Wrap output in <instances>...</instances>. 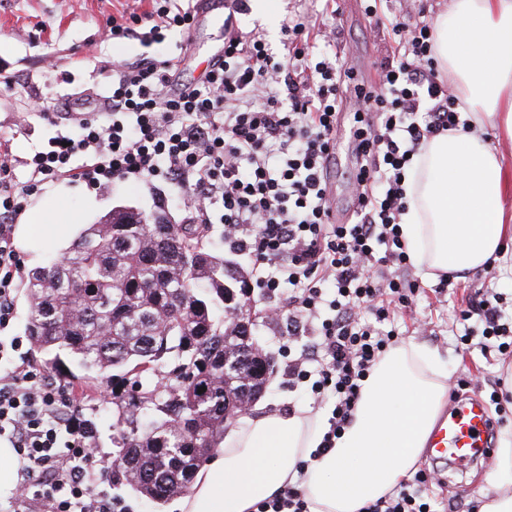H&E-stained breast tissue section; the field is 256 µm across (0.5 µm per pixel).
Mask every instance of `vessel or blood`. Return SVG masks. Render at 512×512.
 Segmentation results:
<instances>
[{"instance_id":"vessel-or-blood-1","label":"vessel or blood","mask_w":512,"mask_h":512,"mask_svg":"<svg viewBox=\"0 0 512 512\" xmlns=\"http://www.w3.org/2000/svg\"><path fill=\"white\" fill-rule=\"evenodd\" d=\"M497 424L480 398L450 401L427 442V452L439 459L465 465L475 456L492 459V436Z\"/></svg>"}]
</instances>
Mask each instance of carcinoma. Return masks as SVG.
I'll return each instance as SVG.
<instances>
[{
	"instance_id": "1",
	"label": "carcinoma",
	"mask_w": 512,
	"mask_h": 512,
	"mask_svg": "<svg viewBox=\"0 0 512 512\" xmlns=\"http://www.w3.org/2000/svg\"><path fill=\"white\" fill-rule=\"evenodd\" d=\"M211 232L115 208L25 282L41 368L110 385L112 481L157 504L190 490L272 371L246 329L228 328L249 273L207 246ZM226 359L240 367L224 371Z\"/></svg>"
}]
</instances>
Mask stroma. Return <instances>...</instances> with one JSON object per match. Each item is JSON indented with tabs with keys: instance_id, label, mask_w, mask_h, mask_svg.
Masks as SVG:
<instances>
[{
	"instance_id": "stroma-1",
	"label": "stroma",
	"mask_w": 512,
	"mask_h": 512,
	"mask_svg": "<svg viewBox=\"0 0 512 512\" xmlns=\"http://www.w3.org/2000/svg\"><path fill=\"white\" fill-rule=\"evenodd\" d=\"M266 16L254 11V0H244L242 9L226 4L235 33L257 34L273 54L283 52L281 27L289 20L307 17L316 23H336L343 36L337 51L345 62L366 79H380L379 64L391 57L393 45L387 34H373L360 0H267ZM149 0H0V82L15 87L0 93V152L12 157L14 180L28 178L27 159L45 150L56 128L41 114L30 111L32 98L46 108H60L75 93L102 94L112 80L107 61L113 59L162 57L175 53L181 37L171 34L161 44L143 46L135 39L113 42L105 36L111 18L150 9ZM224 34L223 27L199 23L191 35L190 58L182 66L186 79L199 78L202 63ZM51 214L81 213L84 223L96 222L112 208L133 206L144 212L153 209L148 189L139 183L120 182L98 190L81 183L58 180L45 184L32 199ZM482 272L454 280L448 290L438 281H423L410 313L398 316L395 326L404 339L435 350L442 359L447 385L461 380L480 381L484 393L499 392L503 402L490 405L499 435H512V359L494 348H483L481 323L471 319L461 325L456 314L462 298L483 292ZM470 332V350L456 351L458 336ZM255 334L274 358V372L263 396L252 406L254 416L285 414L289 408L325 415V406L311 395L290 387L283 374L286 360L273 327L257 321ZM490 464H475L457 471L445 487L430 485L428 495L440 502L443 512H482L491 489L484 481Z\"/></svg>"
}]
</instances>
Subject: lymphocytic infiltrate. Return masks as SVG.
Returning <instances> with one entry per match:
<instances>
[{
    "label": "lymphocytic infiltrate",
    "instance_id": "obj_1",
    "mask_svg": "<svg viewBox=\"0 0 512 512\" xmlns=\"http://www.w3.org/2000/svg\"><path fill=\"white\" fill-rule=\"evenodd\" d=\"M428 0L391 23L397 56L367 86L335 47L336 24L306 18L282 28V58L262 37L226 36L224 57L196 82H180L179 56L111 62L112 85L95 112H71L70 128L28 161L31 177L10 180L0 157V330L15 317L23 266L17 221L42 184L66 179L93 189L116 181L145 185L154 208L168 188L191 192L190 223L219 224L224 242L254 256L255 283L273 304L264 315L283 327L285 373L292 386L332 402L316 455L331 451L355 418L362 384L398 341L391 324L421 288L400 233L406 168L427 140L462 126L457 97L433 53ZM193 8L158 0L151 11L112 21L106 34L144 44L189 33ZM353 116L356 209L333 222L329 168L336 125ZM468 300L460 320L479 317L482 335L512 354V321L492 284ZM307 346H298L301 337ZM97 429L72 394L24 351L0 339V447L17 458L16 487L0 512H127L100 483ZM414 485L378 498L362 512H432Z\"/></svg>",
    "mask_w": 512,
    "mask_h": 512
}]
</instances>
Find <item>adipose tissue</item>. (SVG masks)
Returning <instances> with one entry per match:
<instances>
[{
	"label": "adipose tissue",
	"mask_w": 512,
	"mask_h": 512,
	"mask_svg": "<svg viewBox=\"0 0 512 512\" xmlns=\"http://www.w3.org/2000/svg\"><path fill=\"white\" fill-rule=\"evenodd\" d=\"M435 56L467 103L470 131L427 141L404 182L400 232L424 278L481 268L512 235V164L476 139L485 125L512 140V0H450L435 22ZM447 385L437 356L416 343L390 349L366 378L353 423L334 449L310 454L325 430L304 411L245 419L230 429L179 503L181 512H255L312 465L303 483L311 512H360L419 461ZM486 512H512V440L487 479Z\"/></svg>",
	"instance_id": "obj_1"
}]
</instances>
